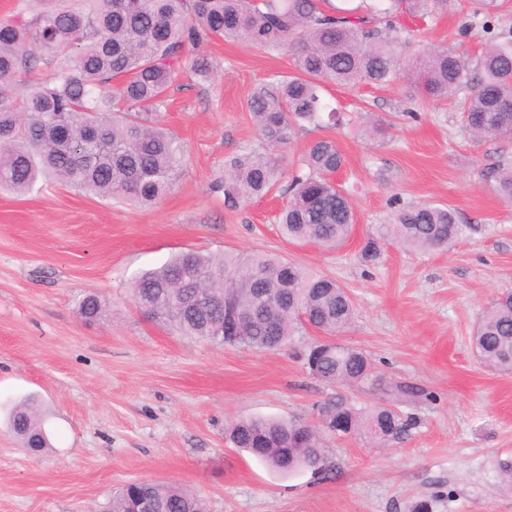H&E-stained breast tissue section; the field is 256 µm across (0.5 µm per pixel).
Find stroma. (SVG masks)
<instances>
[{
	"instance_id": "obj_1",
	"label": "stroma",
	"mask_w": 512,
	"mask_h": 512,
	"mask_svg": "<svg viewBox=\"0 0 512 512\" xmlns=\"http://www.w3.org/2000/svg\"><path fill=\"white\" fill-rule=\"evenodd\" d=\"M474 0H448L419 40L478 58L489 42L463 32ZM207 58L210 76L194 74ZM293 71L288 53L215 39L187 49L163 126L178 138L183 172L159 203L133 207L52 181L27 193L0 191V512H94L138 480L174 483L210 512H512V373L474 356V325L512 292V205L494 191L512 141L476 140L454 106L420 100L414 87L325 85L324 101L352 131L335 130L346 158L337 173L356 221L340 248L289 242L274 221L279 191L228 210L211 187L224 162L255 148L248 108L256 86ZM383 120L380 133L370 119ZM452 207L473 230L444 251L384 245L360 249L393 199ZM261 250L346 287L356 312L341 343L370 358L375 375L407 394L328 385L306 369L310 330L285 347L254 351L176 336L135 305L131 285L173 254ZM100 320L77 315L88 293ZM37 395L50 444L24 448L8 409ZM343 395L362 409L389 401L415 424L381 447L363 432L322 431L328 470L280 475L225 438L241 419L318 424L317 404Z\"/></svg>"
}]
</instances>
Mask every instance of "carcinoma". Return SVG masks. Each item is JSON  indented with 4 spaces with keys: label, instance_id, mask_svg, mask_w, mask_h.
<instances>
[{
    "label": "carcinoma",
    "instance_id": "carcinoma-1",
    "mask_svg": "<svg viewBox=\"0 0 512 512\" xmlns=\"http://www.w3.org/2000/svg\"><path fill=\"white\" fill-rule=\"evenodd\" d=\"M448 0H361L352 9L326 11L318 0H70L41 9L26 5L0 21V188L30 191L44 179L101 198L150 205L172 189L183 164L177 138L157 120L186 47L232 38L268 50H286L295 72L256 87L248 107L258 149L232 157L214 191L237 209L271 192L295 130L337 126L324 113L323 84L413 83L420 97L458 103L465 130L477 139H512V37L503 33L477 64L440 45L407 52L405 19L436 18ZM26 88L16 95V87ZM345 165L336 139L314 140L289 173L288 197L276 220L289 241L327 249L350 236L355 212L334 179ZM496 194L512 204V161L497 165ZM472 230L455 210L431 203L394 201L383 224L361 249L376 260L395 242L416 251L447 248ZM136 305L168 330L216 345L271 350L309 328L331 337L354 319L355 305L337 281L284 257L262 251L203 254L188 250L137 275ZM250 316L234 336L224 333V311ZM104 303L86 294L77 311L98 319ZM475 356L512 373V294L479 317ZM304 365L327 384L375 386L361 350L335 343L307 349ZM322 422L340 434L365 431L397 441L412 425L393 406L358 409L343 396L318 406ZM13 432L29 448L47 445L37 400L28 396L9 411ZM230 443L279 474L326 472V450L301 420L255 418L227 429ZM209 512L206 501L171 483L134 482L116 490L102 512Z\"/></svg>",
    "mask_w": 512,
    "mask_h": 512
}]
</instances>
